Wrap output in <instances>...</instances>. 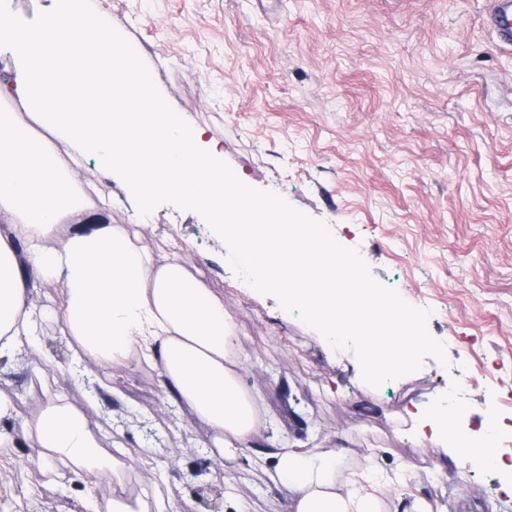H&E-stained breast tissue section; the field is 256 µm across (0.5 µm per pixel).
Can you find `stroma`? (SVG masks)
Returning a JSON list of instances; mask_svg holds the SVG:
<instances>
[{"label":"stroma","instance_id":"stroma-1","mask_svg":"<svg viewBox=\"0 0 512 512\" xmlns=\"http://www.w3.org/2000/svg\"><path fill=\"white\" fill-rule=\"evenodd\" d=\"M487 0H86L107 10L169 111L220 141L224 171L251 194L322 227L338 253L419 312L436 348L377 385L320 337L303 312L237 282L209 215L174 196L140 204L120 176L105 181L106 221L137 233L155 262L181 257L212 288L237 336L240 381L261 397L252 447L213 454L211 429L168 392L158 368L134 362L75 373L49 318L0 372V395L35 419L53 395L108 426L105 454L148 448L109 481L48 482L30 444L0 447V512H109L113 498H158L175 512H289L288 492L256 469L278 446L348 449L346 470L411 468L431 512H512L502 469L457 472L443 443L404 432L406 409L459 397L467 434L512 433V47L485 26ZM160 442L149 445L148 433Z\"/></svg>","mask_w":512,"mask_h":512}]
</instances>
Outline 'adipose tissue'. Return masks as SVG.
Here are the masks:
<instances>
[{
    "mask_svg": "<svg viewBox=\"0 0 512 512\" xmlns=\"http://www.w3.org/2000/svg\"><path fill=\"white\" fill-rule=\"evenodd\" d=\"M57 3L36 26L0 13V48L16 65L13 82L0 83V100L18 96L45 130L33 135L17 113L0 110V213L13 217L0 232V360L14 361L22 337L48 312L31 298L36 284L58 283L62 330L82 361L160 367L167 387L211 428L219 454L249 447L261 423L257 397L239 380L224 304L180 258L155 263L140 238L107 224L58 238L61 217L81 205L69 165L88 161L120 173L141 198L175 195L209 213L236 241L256 285L275 290L283 308L303 310L331 342L357 336L364 383L409 371L414 354L433 345L417 313L338 255L320 226L288 218L226 176L218 143L168 111L108 13H88L85 0ZM59 137L72 144V160L59 156ZM17 417L0 396V447L26 437L52 478L115 474L118 462L101 455L85 408L59 396L16 431ZM406 436L443 440L460 470L498 462L489 439L459 431L438 407L414 414ZM343 460L340 450L283 447L263 472L287 487L290 512H384L389 490L409 495L407 475L378 470L373 456L350 478L340 475Z\"/></svg>",
    "mask_w": 512,
    "mask_h": 512,
    "instance_id": "adipose-tissue-1",
    "label": "adipose tissue"
}]
</instances>
